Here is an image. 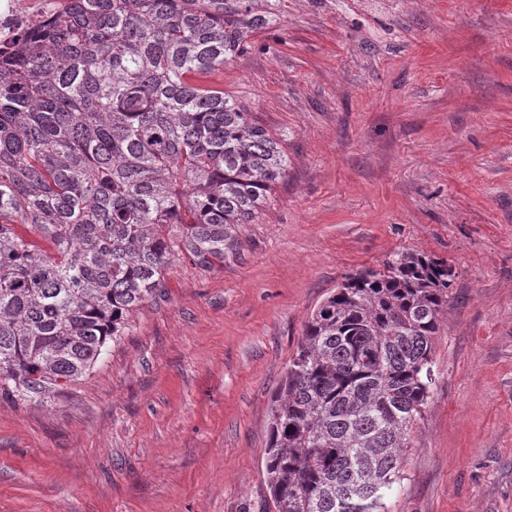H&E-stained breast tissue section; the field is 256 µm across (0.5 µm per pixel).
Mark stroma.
Masks as SVG:
<instances>
[{
	"instance_id": "obj_1",
	"label": "stroma",
	"mask_w": 512,
	"mask_h": 512,
	"mask_svg": "<svg viewBox=\"0 0 512 512\" xmlns=\"http://www.w3.org/2000/svg\"><path fill=\"white\" fill-rule=\"evenodd\" d=\"M216 80L288 158L89 375L0 400V512H268L269 405L346 276L456 272L389 512H512V0H282Z\"/></svg>"
}]
</instances>
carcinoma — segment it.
<instances>
[{
	"label": "carcinoma",
	"instance_id": "1",
	"mask_svg": "<svg viewBox=\"0 0 512 512\" xmlns=\"http://www.w3.org/2000/svg\"><path fill=\"white\" fill-rule=\"evenodd\" d=\"M272 2L71 0L0 50V398L79 381L175 258L224 262L268 204L284 150L204 77ZM454 277L401 251L313 310L269 406L275 512H388Z\"/></svg>",
	"mask_w": 512,
	"mask_h": 512
}]
</instances>
